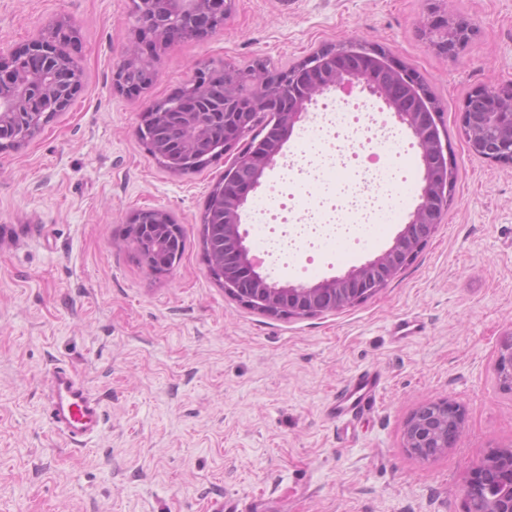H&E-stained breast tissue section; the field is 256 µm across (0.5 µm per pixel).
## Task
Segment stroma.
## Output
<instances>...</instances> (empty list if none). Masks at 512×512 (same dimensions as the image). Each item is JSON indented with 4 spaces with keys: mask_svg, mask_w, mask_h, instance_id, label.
<instances>
[{
    "mask_svg": "<svg viewBox=\"0 0 512 512\" xmlns=\"http://www.w3.org/2000/svg\"><path fill=\"white\" fill-rule=\"evenodd\" d=\"M460 19L474 34L444 54L435 31ZM54 22L76 35L83 89L0 150V512H466L473 473L512 448V391L494 370L512 331V165L469 154L461 113L473 89L512 87V0H232L222 27L163 46L135 96L113 81L136 35L132 0H0V52ZM350 40L438 99L452 196L414 260L365 301L291 318L251 309L211 277L201 237L233 155L170 173L140 137L143 114L194 66L284 70ZM405 164L392 224L265 272L315 283L380 255L419 200L417 148ZM147 208L182 229L171 270L150 268L128 235L130 213ZM408 320L420 334L394 339ZM57 366L102 401V427L78 446L48 417ZM373 369V412L337 419V393ZM443 398L463 412L456 445L417 457L407 423Z\"/></svg>",
    "mask_w": 512,
    "mask_h": 512,
    "instance_id": "obj_1",
    "label": "stroma"
}]
</instances>
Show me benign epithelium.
Instances as JSON below:
<instances>
[{"label":"benign epithelium","instance_id":"obj_1","mask_svg":"<svg viewBox=\"0 0 512 512\" xmlns=\"http://www.w3.org/2000/svg\"><path fill=\"white\" fill-rule=\"evenodd\" d=\"M156 0H138L136 20L151 41L163 46L172 33L204 34V14L213 3L228 12L231 0H166L161 16L153 15ZM472 25L458 22L443 28L438 48L446 53L463 45ZM69 32L58 22L8 59L0 57V148L20 146L40 131L47 119L66 112L83 86V75L68 51ZM154 58L130 48L114 72L116 86L137 92L140 86L125 81L132 68L154 73ZM246 79L234 93L218 96L224 71L196 69L186 87L155 104L141 127L151 154L170 172L181 173L202 166L209 158L228 152L241 141L246 148L233 165H246V179L224 172L212 188L203 216L202 239L215 279L224 291L246 306L283 317L313 316L354 305L380 291L422 249L441 223L449 200L453 167L437 125L439 111L408 68L392 62L383 52L351 41L322 48L298 65L270 74L260 60L244 69ZM381 98L399 124L412 135L420 151L424 171L420 202L392 245L374 259L342 276L310 286L271 282L260 272V262L246 245L241 230L242 212L249 192L274 169L282 148L295 128L307 117L316 98L329 91L347 95L355 88ZM471 97L480 111L464 106L463 130L469 151L492 162L512 164V91L477 88ZM263 111L266 133L250 136L251 109ZM138 251L150 267L168 270L167 255L173 240L181 239L178 224L169 212L141 209L129 219ZM501 385L512 391V332L495 363ZM463 414L451 400L430 401L420 406L406 427V447L414 455L429 458L454 447ZM512 481V449L491 452L466 487L467 512H512V495L492 496L491 483Z\"/></svg>","mask_w":512,"mask_h":512}]
</instances>
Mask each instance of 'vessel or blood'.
Instances as JSON below:
<instances>
[{"mask_svg":"<svg viewBox=\"0 0 512 512\" xmlns=\"http://www.w3.org/2000/svg\"><path fill=\"white\" fill-rule=\"evenodd\" d=\"M379 389L380 377L376 372L354 376L336 400L337 418L353 420L372 412ZM49 416L54 429L76 445L95 433L104 420L98 398L61 367L50 374Z\"/></svg>","mask_w":512,"mask_h":512,"instance_id":"vessel-or-blood-1","label":"vessel or blood"}]
</instances>
